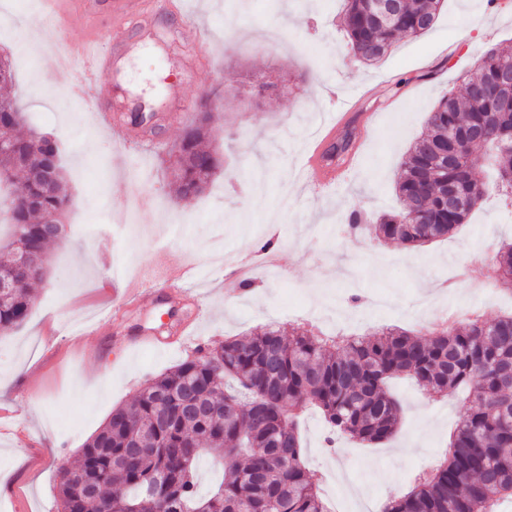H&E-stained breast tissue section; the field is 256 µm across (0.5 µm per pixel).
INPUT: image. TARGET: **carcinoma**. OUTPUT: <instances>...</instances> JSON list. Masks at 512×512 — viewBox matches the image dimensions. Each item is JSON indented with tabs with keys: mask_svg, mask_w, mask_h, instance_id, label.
<instances>
[{
	"mask_svg": "<svg viewBox=\"0 0 512 512\" xmlns=\"http://www.w3.org/2000/svg\"><path fill=\"white\" fill-rule=\"evenodd\" d=\"M341 24L353 56L381 60L403 36L427 33L445 0H395L388 20L370 0H344ZM512 51L484 52L475 75L442 96L426 131L402 161L395 190L403 208L373 220L375 236L421 247L446 238L495 193L512 200ZM216 117L207 99L169 155L177 194H203L220 159L204 142ZM11 148L0 152V187H9L11 232L0 260V332L20 326L44 280L47 246L64 226L70 191L56 139L34 129L16 133L23 107L0 98ZM495 182L478 180L482 157ZM458 193L448 207V187ZM26 255L25 267L19 257ZM512 291V242L493 257ZM406 376L432 395L466 391L468 409L445 458L387 512H500L512 500V314L478 315L419 333L382 329L329 340L297 327L284 339L273 324L198 350L147 380L117 407L74 466L59 468V505L69 512H326L306 465L299 410L318 408L329 434L377 444L402 416L387 383ZM224 460V475L207 497L197 494L204 456Z\"/></svg>",
	"mask_w": 512,
	"mask_h": 512,
	"instance_id": "carcinoma-1",
	"label": "carcinoma"
}]
</instances>
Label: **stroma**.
<instances>
[{
	"label": "stroma",
	"mask_w": 512,
	"mask_h": 512,
	"mask_svg": "<svg viewBox=\"0 0 512 512\" xmlns=\"http://www.w3.org/2000/svg\"><path fill=\"white\" fill-rule=\"evenodd\" d=\"M116 42L111 8L93 25L102 48L114 50L103 80L112 109L130 123L133 149L123 150L94 118L97 95H72L80 67L58 73L64 41L81 30L62 28L46 0H0V52L10 55L14 83L6 94L25 106L30 127L61 142L70 185L64 244L50 247L49 270L35 287L36 305L18 328L0 333V512H58V468L80 450L112 410L128 403L146 380L225 339L274 323L283 335L309 325L324 334L362 335L386 326L428 325L417 313L422 280L441 283V304L477 306L484 319L512 313V295L494 286L473 296L491 274L489 256L512 238V208L489 197L452 237L419 248L379 241L369 230L344 233L355 208L377 216L400 208V162L426 129L440 97L474 74L492 46L512 50V0H445L433 28L400 38L378 63L352 55L340 26L343 0H183L185 14L159 0ZM203 28L194 41L185 20ZM279 77L287 93L248 102L224 87L227 74ZM367 89L347 126L353 147L335 185L314 187L303 167L318 128ZM205 91L224 95L212 133L223 168L207 191L177 200L168 152L193 118L183 101ZM154 115L129 120L134 105ZM93 224L81 239L77 225ZM273 238L279 277L255 266L259 241ZM193 267L190 292H151L145 307L113 315L125 279L144 275L157 255ZM255 267L254 291L224 278L230 262ZM361 293L352 306L348 298ZM172 344L140 348L146 330ZM391 391L402 407L396 434L381 444L341 440L342 456L324 451L319 410L305 407L300 431L305 461L323 500L337 512H361L388 487H414L442 460L466 404L434 397L409 380Z\"/></svg>",
	"instance_id": "35a3bbf8"
}]
</instances>
